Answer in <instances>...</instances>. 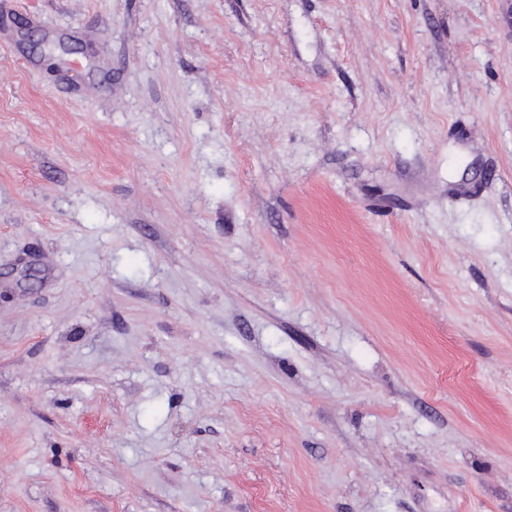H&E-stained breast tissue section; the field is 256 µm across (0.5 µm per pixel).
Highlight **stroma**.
<instances>
[{
  "mask_svg": "<svg viewBox=\"0 0 512 512\" xmlns=\"http://www.w3.org/2000/svg\"><path fill=\"white\" fill-rule=\"evenodd\" d=\"M0 512H512V0H0Z\"/></svg>",
  "mask_w": 512,
  "mask_h": 512,
  "instance_id": "35a3bbf8",
  "label": "stroma"
}]
</instances>
